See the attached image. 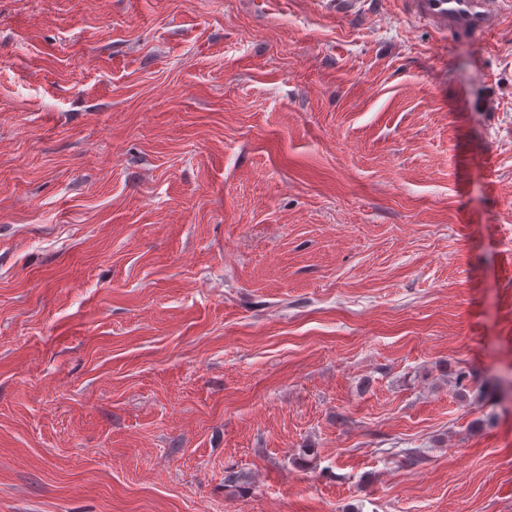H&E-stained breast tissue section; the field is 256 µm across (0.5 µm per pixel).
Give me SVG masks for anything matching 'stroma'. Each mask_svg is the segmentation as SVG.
Instances as JSON below:
<instances>
[{
	"label": "stroma",
	"mask_w": 512,
	"mask_h": 512,
	"mask_svg": "<svg viewBox=\"0 0 512 512\" xmlns=\"http://www.w3.org/2000/svg\"><path fill=\"white\" fill-rule=\"evenodd\" d=\"M0 512H512V18L0 0Z\"/></svg>",
	"instance_id": "1"
}]
</instances>
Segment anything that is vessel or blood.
I'll list each match as a JSON object with an SVG mask.
<instances>
[{"instance_id":"obj_1","label":"vessel or blood","mask_w":512,"mask_h":512,"mask_svg":"<svg viewBox=\"0 0 512 512\" xmlns=\"http://www.w3.org/2000/svg\"><path fill=\"white\" fill-rule=\"evenodd\" d=\"M408 20L444 33H488L512 16V0H402Z\"/></svg>"}]
</instances>
